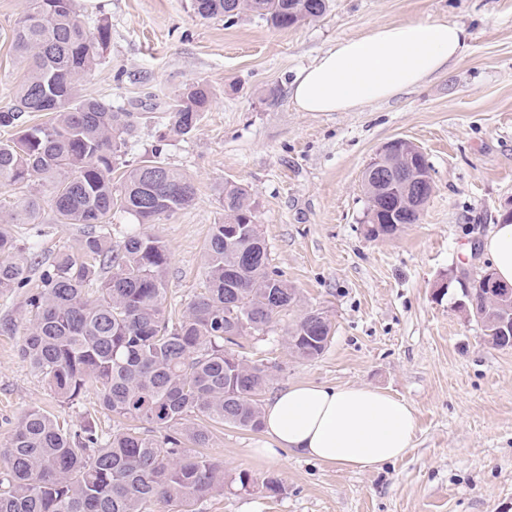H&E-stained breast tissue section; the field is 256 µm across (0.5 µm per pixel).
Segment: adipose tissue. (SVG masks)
<instances>
[{"mask_svg": "<svg viewBox=\"0 0 512 512\" xmlns=\"http://www.w3.org/2000/svg\"><path fill=\"white\" fill-rule=\"evenodd\" d=\"M467 30L447 21L378 25L337 41L291 85L301 112H348L390 99L446 71L463 50ZM495 277L512 285V222L496 224L484 241ZM268 446L260 456L288 451L348 469H375L406 454L415 434L412 407L368 386L301 383L266 404Z\"/></svg>", "mask_w": 512, "mask_h": 512, "instance_id": "1", "label": "adipose tissue"}]
</instances>
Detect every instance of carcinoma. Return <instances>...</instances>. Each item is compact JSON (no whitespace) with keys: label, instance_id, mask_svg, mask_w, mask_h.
Segmentation results:
<instances>
[{"label":"carcinoma","instance_id":"1","mask_svg":"<svg viewBox=\"0 0 512 512\" xmlns=\"http://www.w3.org/2000/svg\"><path fill=\"white\" fill-rule=\"evenodd\" d=\"M203 19L228 23L244 13L288 29L323 16L329 0H192ZM111 40L108 24L89 30L77 0H25L12 29V49L24 76L0 106V187L23 188L37 178L48 188L55 216L87 227L73 253L38 260L37 242L16 224L42 223L43 199L30 193L0 210V295L27 289L29 318L19 353L62 402L94 390L98 414L71 427L31 408L0 448V512H153L177 500L183 512L251 476L227 478L224 467L198 449L212 429L229 424L262 428L261 395L271 375L244 358L242 340L261 336L298 305L294 288L270 271V253L253 228L257 203L236 181L224 182V221L211 226L204 288L174 319L165 278L170 254L152 224L192 206V181L161 159V150L135 164L126 160L137 116L83 92ZM211 92L196 83L167 106V128L188 136L209 110ZM45 116L31 124L29 117ZM120 181L112 179L117 165ZM366 236L393 219L416 224L402 183L379 187L363 179ZM135 228L112 246V214ZM239 226L231 240L225 229ZM469 307L491 317L496 308L481 279ZM332 322L320 309L301 314L286 331L289 352L315 359L328 346ZM117 423L108 433L101 417Z\"/></svg>","mask_w":512,"mask_h":512}]
</instances>
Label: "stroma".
Listing matches in <instances>:
<instances>
[{
    "mask_svg": "<svg viewBox=\"0 0 512 512\" xmlns=\"http://www.w3.org/2000/svg\"><path fill=\"white\" fill-rule=\"evenodd\" d=\"M23 0H0V106L22 70L11 31ZM88 26L112 38L87 76V95L139 113L131 160L162 145L196 187L193 205L154 225L170 253L167 303L184 310L203 286V254L223 217L224 183L248 186L270 268L296 289L301 309L327 311L324 353L293 357L284 342L293 317L245 340L243 354L269 365L268 395L298 383L367 385L414 410L413 446L377 469L348 470L301 456H255L263 432H214L205 455L239 485L199 501L197 512H512V348L484 339L454 301L460 284L490 262L483 239L512 209V0H330L319 19L288 29L246 14L203 19L191 0H80ZM448 20L469 37L443 73L399 96L350 112H300L297 72L337 40L376 25ZM213 102L187 137L163 135L162 111L191 84ZM425 153L433 193L418 223L392 236L365 234L363 172L387 141ZM17 235L39 244L40 260L76 251L78 224L44 210ZM451 284L444 296L434 287ZM24 291L0 296V444L30 408L79 424L98 407L95 392L64 404L19 355ZM281 490L265 489V478Z\"/></svg>",
    "mask_w": 512,
    "mask_h": 512,
    "instance_id": "stroma-1",
    "label": "stroma"
}]
</instances>
